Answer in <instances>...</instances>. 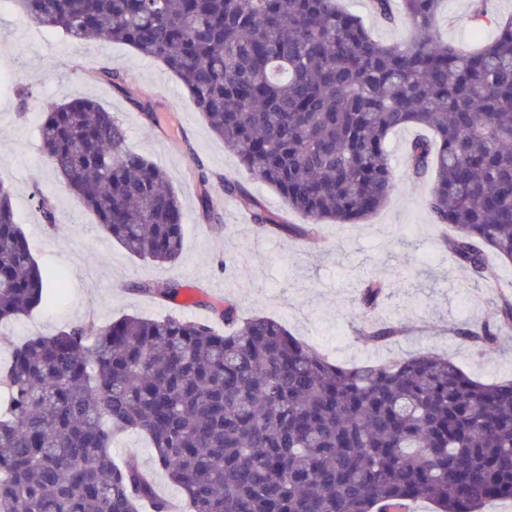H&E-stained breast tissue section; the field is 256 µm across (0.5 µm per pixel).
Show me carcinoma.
I'll return each instance as SVG.
<instances>
[{
    "label": "carcinoma",
    "instance_id": "obj_1",
    "mask_svg": "<svg viewBox=\"0 0 512 512\" xmlns=\"http://www.w3.org/2000/svg\"><path fill=\"white\" fill-rule=\"evenodd\" d=\"M27 21L90 43L120 42L166 67L250 179L291 224L237 179L220 178L263 231L312 240L324 223H355L397 190L386 139L419 127L407 172L433 177L427 207L454 261L486 279L487 253L512 263V17L462 50L433 38L441 0H401L413 27L375 39L338 0H17ZM102 77L150 122L154 101L125 76ZM45 155L103 232L143 260L174 263L183 208L162 167L126 144L122 124L85 98L47 113ZM204 219L221 227L211 178L192 172ZM16 223L0 179V323L57 300ZM370 280L359 312L378 308ZM135 289L172 300L179 288ZM501 344L512 298L495 302ZM224 330L169 315L76 325L16 345L0 369V512H169L151 476L112 456L118 433L147 437L191 512H483L512 500V379L485 383L431 349L346 366L279 321ZM402 328L362 333L387 344Z\"/></svg>",
    "mask_w": 512,
    "mask_h": 512
}]
</instances>
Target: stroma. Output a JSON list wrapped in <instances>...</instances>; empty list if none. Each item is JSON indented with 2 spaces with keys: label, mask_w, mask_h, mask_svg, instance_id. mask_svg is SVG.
I'll return each instance as SVG.
<instances>
[{
  "label": "stroma",
  "mask_w": 512,
  "mask_h": 512,
  "mask_svg": "<svg viewBox=\"0 0 512 512\" xmlns=\"http://www.w3.org/2000/svg\"><path fill=\"white\" fill-rule=\"evenodd\" d=\"M361 17L372 35L384 42L408 39L411 27L401 9L392 19L374 14L368 0H342ZM471 0H442L435 35L466 42L473 35L492 39L494 28H474ZM110 66L134 88L154 96L166 124L156 125L136 112L108 83L90 70ZM0 176L11 186L16 219L39 264L59 277L58 302L32 315L0 325V362L14 344L28 336H50L60 329L102 325L126 315L160 319L168 315L203 317L202 309L180 300L156 301L135 291L144 281L195 284L204 300L229 299L240 317L261 313L283 323L315 347L329 348L340 362L353 364L402 357L421 349L447 356L473 377L494 382L512 377V343L486 350L462 339L463 331L496 328L494 301L512 295V265L501 264L494 277L475 280L455 265L444 248L426 201L432 181H412L405 150L418 134L406 127L392 132L388 152L400 184L386 204L354 224H324L309 244L287 235L258 232L240 223L233 198H225L223 225L213 228L201 216L196 193L188 189V172L246 179L237 155L225 150L205 118L189 103L180 81L165 67L115 42L76 44L62 33L32 26L14 5L0 6ZM75 97H89L113 113L130 148L169 174L183 204L185 231L177 262L158 264L130 255L82 209L41 148V116ZM55 206V224H47L41 199ZM398 278L374 317L405 330L403 338L384 346L361 339L352 312L367 279ZM116 458L135 455L171 504L183 496L157 467L148 441L129 434L112 449Z\"/></svg>",
  "instance_id": "35a3bbf8"
}]
</instances>
